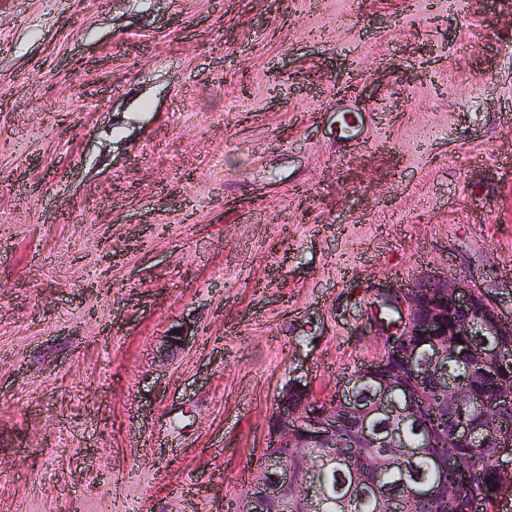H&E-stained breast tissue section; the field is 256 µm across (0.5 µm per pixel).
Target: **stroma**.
Segmentation results:
<instances>
[{
	"instance_id": "1",
	"label": "stroma",
	"mask_w": 512,
	"mask_h": 512,
	"mask_svg": "<svg viewBox=\"0 0 512 512\" xmlns=\"http://www.w3.org/2000/svg\"><path fill=\"white\" fill-rule=\"evenodd\" d=\"M428 275L512 316V0H0V512H228Z\"/></svg>"
}]
</instances>
